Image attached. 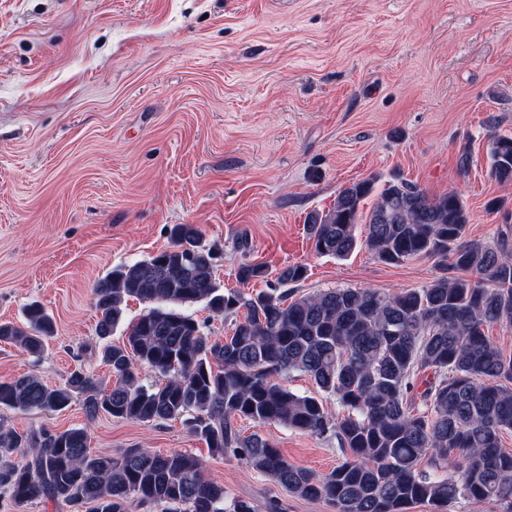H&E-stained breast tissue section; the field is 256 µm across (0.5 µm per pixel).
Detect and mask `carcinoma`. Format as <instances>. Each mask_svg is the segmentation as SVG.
<instances>
[{"mask_svg": "<svg viewBox=\"0 0 512 512\" xmlns=\"http://www.w3.org/2000/svg\"><path fill=\"white\" fill-rule=\"evenodd\" d=\"M488 176L512 184V137L489 136ZM378 177L343 189L332 207L307 217L316 255L338 260L366 248L399 265L436 257L443 274L422 288L390 295L374 289L328 288L298 296L302 264L282 267L269 288L249 296L216 277L215 251L195 224H174L169 246L112 268L93 286L100 359L115 382L104 388L82 369L62 386L35 374L0 382V406L20 412H61L82 398L87 418L134 422L188 416L192 433L211 452L267 476L293 497L323 499L334 512H410L416 504L447 512L459 498L500 504L512 512V453L501 437L512 431V355L485 328L512 327V226L490 242L462 240L469 215L450 190L430 196L406 182ZM377 201L360 220V205ZM269 276L261 263L237 269L242 284ZM131 299L150 308L110 337ZM202 303L233 315L231 335L208 336L187 313ZM26 324L0 323V343L39 356L55 333L37 303ZM163 382L145 385L141 374ZM308 375L336 399L332 417L315 396L276 381ZM433 375L415 391L422 373ZM249 420L246 435L238 421ZM336 438L345 460L325 474L290 463L260 432L266 424ZM31 454L19 466L8 457ZM0 490L19 504L43 496L69 512H127L133 498L162 512H253L243 500L224 507V484L209 479L196 456L127 448L114 459L94 454L84 427L19 434L0 428Z\"/></svg>", "mask_w": 512, "mask_h": 512, "instance_id": "cac0c4a2", "label": "carcinoma"}]
</instances>
